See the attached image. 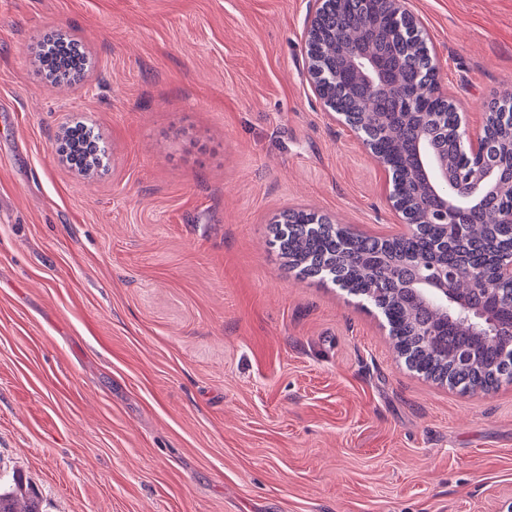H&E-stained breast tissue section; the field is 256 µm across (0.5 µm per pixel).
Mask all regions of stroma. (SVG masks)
<instances>
[{
  "label": "stroma",
  "instance_id": "stroma-1",
  "mask_svg": "<svg viewBox=\"0 0 512 512\" xmlns=\"http://www.w3.org/2000/svg\"><path fill=\"white\" fill-rule=\"evenodd\" d=\"M469 132L512 99V0H405ZM318 0H0V469L44 512H512V384L398 362L289 269L305 210L380 238L391 175L307 75ZM49 32L83 45L48 86ZM98 133L83 175L54 149ZM63 43L64 46L70 47V49L79 55L83 56L86 59V66L84 67L83 58L77 57L70 60L69 68L74 73H79L83 69L84 71L87 69V55L83 49V47L79 44L78 41L71 39L69 37H65L62 34H54L46 39H43L37 44V54L42 56L44 54H48L53 51L57 45Z\"/></svg>",
  "mask_w": 512,
  "mask_h": 512
}]
</instances>
